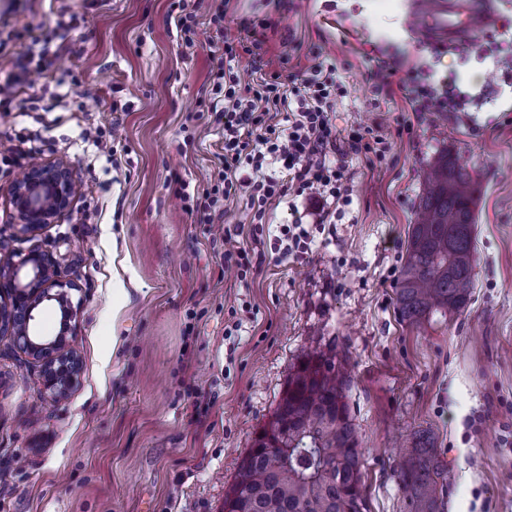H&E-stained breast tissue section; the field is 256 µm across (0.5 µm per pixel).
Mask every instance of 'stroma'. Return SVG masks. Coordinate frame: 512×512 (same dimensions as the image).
<instances>
[{"label": "stroma", "mask_w": 512, "mask_h": 512, "mask_svg": "<svg viewBox=\"0 0 512 512\" xmlns=\"http://www.w3.org/2000/svg\"><path fill=\"white\" fill-rule=\"evenodd\" d=\"M416 2L228 0L226 40L264 31L269 74L335 65L339 125L389 136L381 164L348 156L354 196L341 221L275 202L259 244L246 196L221 219L203 207L224 153L202 94L215 0H190L191 48L169 18L172 0H0L4 32L38 29L61 7L81 17L39 85L19 95L61 86L69 107L0 106V247L57 259L81 304L83 359L79 385L55 404L38 366L0 335V512H221L289 373L313 350L349 365L367 512H409L396 450L420 432L451 471L445 512H512V0H491L497 26L437 53ZM386 57L458 79L469 122L427 112L413 137L393 136L404 96L377 93L370 79ZM440 152L468 166L476 189L475 285L464 309L415 328L398 318L394 271L421 170ZM59 158L78 184L70 208L17 235L12 181ZM183 187L193 206L176 199ZM298 221L311 249L282 256L279 228ZM225 228L240 233L246 276L224 270Z\"/></svg>", "instance_id": "35a3bbf8"}]
</instances>
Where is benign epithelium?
Returning a JSON list of instances; mask_svg holds the SVG:
<instances>
[{
  "instance_id": "obj_1",
  "label": "benign epithelium",
  "mask_w": 512,
  "mask_h": 512,
  "mask_svg": "<svg viewBox=\"0 0 512 512\" xmlns=\"http://www.w3.org/2000/svg\"><path fill=\"white\" fill-rule=\"evenodd\" d=\"M77 183L67 160L34 163L11 185L12 224L21 234H32L53 224L70 207ZM59 279L53 255L37 249L0 255V335L12 337L16 346L41 367L44 392L54 402L65 401L80 381L83 363L72 346L79 307ZM61 312L56 335L33 331L35 313L46 301Z\"/></svg>"
}]
</instances>
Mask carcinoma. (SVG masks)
Listing matches in <instances>:
<instances>
[{
  "label": "carcinoma",
  "mask_w": 512,
  "mask_h": 512,
  "mask_svg": "<svg viewBox=\"0 0 512 512\" xmlns=\"http://www.w3.org/2000/svg\"><path fill=\"white\" fill-rule=\"evenodd\" d=\"M424 192L396 288L402 322L418 326L463 309L475 282L474 184L467 167L439 154L424 171ZM348 376L334 353L306 354L288 376L262 432L227 489L248 492L246 512H351L362 495V450L346 403ZM398 481L410 512H443L448 464L432 447L405 448Z\"/></svg>",
  "instance_id": "obj_1"
}]
</instances>
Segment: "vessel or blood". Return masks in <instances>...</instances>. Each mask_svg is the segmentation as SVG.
Returning a JSON list of instances; mask_svg holds the SVG:
<instances>
[{
  "instance_id": "b4317fda",
  "label": "vessel or blood",
  "mask_w": 512,
  "mask_h": 512,
  "mask_svg": "<svg viewBox=\"0 0 512 512\" xmlns=\"http://www.w3.org/2000/svg\"><path fill=\"white\" fill-rule=\"evenodd\" d=\"M483 16L486 24H494L496 15L488 0H433L427 14L426 34L429 42L448 45L472 34V16Z\"/></svg>"
}]
</instances>
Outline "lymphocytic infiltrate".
Masks as SVG:
<instances>
[{"instance_id":"1","label":"lymphocytic infiltrate","mask_w":512,"mask_h":512,"mask_svg":"<svg viewBox=\"0 0 512 512\" xmlns=\"http://www.w3.org/2000/svg\"><path fill=\"white\" fill-rule=\"evenodd\" d=\"M53 39L49 33L21 44L11 70L0 79V104L12 102L19 87H35L51 63ZM264 44L255 35L247 41H225L214 52L204 100L208 111L224 122V161L216 187L206 195L207 208L223 217L225 203L244 191L260 221L271 201L304 197L319 202L321 223H334L353 202L348 154L375 165L386 156L388 137L370 126L354 134L337 126L344 89L333 66L318 62L302 77L275 73L243 81L234 72L236 60L244 54L260 57ZM373 78L382 93L395 87L404 93L409 112L398 118L396 136L414 134L415 113L466 109V96L456 83L432 82L424 71L403 70L395 58L381 60ZM279 112L287 113V126L276 122ZM270 161L278 164L281 177H245L244 167L258 171Z\"/></svg>"}]
</instances>
